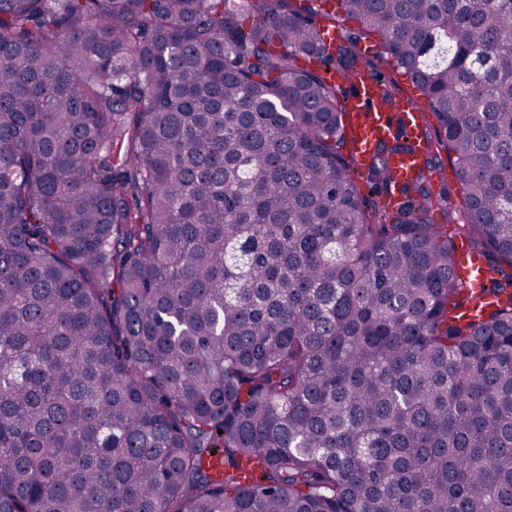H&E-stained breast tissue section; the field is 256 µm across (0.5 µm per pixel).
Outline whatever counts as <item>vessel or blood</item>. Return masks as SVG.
Instances as JSON below:
<instances>
[{"label":"vessel or blood","mask_w":512,"mask_h":512,"mask_svg":"<svg viewBox=\"0 0 512 512\" xmlns=\"http://www.w3.org/2000/svg\"><path fill=\"white\" fill-rule=\"evenodd\" d=\"M328 82L341 92L344 124L353 139L352 148L358 168L369 165L378 141L403 136L419 142L426 128L425 120L411 100H399L386 106L381 102L382 86L377 76L359 73L352 77L327 73ZM425 152L396 153L389 157L391 183L384 197L387 208L398 207L402 202L400 189L411 182L425 166ZM457 265L463 285L475 288L484 282L486 269L482 257L466 242L457 245Z\"/></svg>","instance_id":"vessel-or-blood-1"}]
</instances>
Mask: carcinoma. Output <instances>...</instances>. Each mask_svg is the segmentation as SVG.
Masks as SVG:
<instances>
[{"instance_id":"carcinoma-1","label":"carcinoma","mask_w":512,"mask_h":512,"mask_svg":"<svg viewBox=\"0 0 512 512\" xmlns=\"http://www.w3.org/2000/svg\"><path fill=\"white\" fill-rule=\"evenodd\" d=\"M312 2L0 0V512H512V0ZM338 10L463 223L360 194ZM317 22L321 23V25L323 26L329 25V27H333L338 22L343 24V33L341 37L339 38L338 30L332 29L329 31L328 34H326V42H334L338 40L337 43H346V39H353V37H356L359 34V31L361 29V25L358 22L352 20H345L341 15H336V22L326 21L322 18H318ZM442 167L447 174V177L443 182L433 181L431 180V189L434 194L447 191L449 196V201L452 206L456 209V212L463 215V210L465 208V204L463 198L457 192L456 180H451L448 182V170L451 169L449 159L443 154L442 159ZM457 265L460 282L469 287L482 288L485 283L484 271L486 269L482 257L465 241L458 242L457 245Z\"/></svg>"}]
</instances>
